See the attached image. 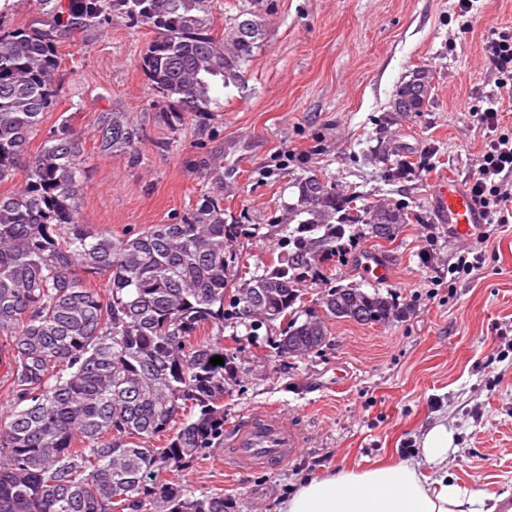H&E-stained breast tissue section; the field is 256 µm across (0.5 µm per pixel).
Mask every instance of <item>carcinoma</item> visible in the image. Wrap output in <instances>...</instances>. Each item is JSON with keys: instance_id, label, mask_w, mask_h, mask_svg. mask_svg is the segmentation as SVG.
Wrapping results in <instances>:
<instances>
[{"instance_id": "obj_1", "label": "carcinoma", "mask_w": 512, "mask_h": 512, "mask_svg": "<svg viewBox=\"0 0 512 512\" xmlns=\"http://www.w3.org/2000/svg\"><path fill=\"white\" fill-rule=\"evenodd\" d=\"M47 21L0 29V337L17 401L0 421V512H231L222 495L189 496L159 480L224 445V393L236 380L237 353L224 329L254 334L275 322L278 353L306 358L330 340L338 319L382 324L395 303L378 290L334 287L298 316L303 284L336 257L344 225L393 240L408 221L384 199L355 197L312 174L297 180V202L276 223L277 259L252 271L235 244L249 224H229L224 198L204 193L178 224H154L131 238L79 223L81 139L63 123L36 153L32 135L57 91V38L120 14L154 33L140 58L150 90L179 122L210 112L214 81H240L263 39L262 0H252L216 33L212 0H37ZM429 76L399 86L395 112H420ZM124 112L107 114L101 148L136 149ZM106 275V293L87 278ZM206 327L215 341H197ZM216 355L224 364L213 365ZM188 412L180 427L179 412ZM166 436V443L154 441Z\"/></svg>"}]
</instances>
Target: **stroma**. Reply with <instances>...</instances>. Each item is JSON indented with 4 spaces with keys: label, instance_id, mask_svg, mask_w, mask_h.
<instances>
[{
    "label": "stroma",
    "instance_id": "35a3bbf8",
    "mask_svg": "<svg viewBox=\"0 0 512 512\" xmlns=\"http://www.w3.org/2000/svg\"><path fill=\"white\" fill-rule=\"evenodd\" d=\"M263 42L239 85L219 92L203 120L170 126L139 60L152 32L113 16L63 36L56 101L30 142L42 148L61 123L82 140L84 191L78 220L93 230L136 236L176 224L201 194L224 197V213L259 225L243 240L253 270L275 256L273 223L296 202L297 178L318 173L363 200L403 204L413 219L394 241L375 242L349 224L340 256L308 281L305 302L356 286L393 297L385 324L335 321L329 343L304 359L269 346L279 326L252 338L238 327L224 341L240 374L224 395V422L278 407L306 435L288 466L236 475L212 448L175 473L192 494H221L233 512H277L304 480L379 461L429 471L420 443L447 423L448 471L489 500L512 491V223L474 241L484 261L468 275L448 271L460 242L431 206L433 180L470 183L485 130L468 109L493 94L488 56L496 29L512 28V0H268ZM432 77L424 111L392 101L414 72ZM125 112L140 136L137 154L102 151L103 118ZM386 258L390 282L361 270L365 251Z\"/></svg>",
    "mask_w": 512,
    "mask_h": 512
}]
</instances>
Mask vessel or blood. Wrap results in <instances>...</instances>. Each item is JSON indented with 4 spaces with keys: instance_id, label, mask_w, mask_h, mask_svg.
Masks as SVG:
<instances>
[{
    "instance_id": "1",
    "label": "vessel or blood",
    "mask_w": 512,
    "mask_h": 512,
    "mask_svg": "<svg viewBox=\"0 0 512 512\" xmlns=\"http://www.w3.org/2000/svg\"><path fill=\"white\" fill-rule=\"evenodd\" d=\"M432 203L439 222L461 241H471L477 225L488 221L466 185L455 180L435 181ZM304 445V433L289 423L281 410L262 408L225 428V470L236 473L276 469L294 460Z\"/></svg>"
}]
</instances>
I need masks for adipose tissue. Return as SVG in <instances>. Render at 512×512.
Segmentation results:
<instances>
[{
	"label": "adipose tissue",
	"instance_id": "obj_1",
	"mask_svg": "<svg viewBox=\"0 0 512 512\" xmlns=\"http://www.w3.org/2000/svg\"><path fill=\"white\" fill-rule=\"evenodd\" d=\"M452 444L447 427L437 424L424 435L421 451L435 466V477L410 463H377L341 470L302 482L281 505V512H495L481 492L462 487L444 462Z\"/></svg>",
	"mask_w": 512,
	"mask_h": 512
}]
</instances>
